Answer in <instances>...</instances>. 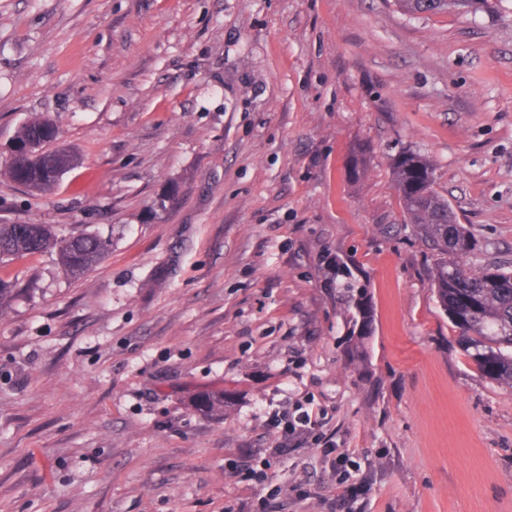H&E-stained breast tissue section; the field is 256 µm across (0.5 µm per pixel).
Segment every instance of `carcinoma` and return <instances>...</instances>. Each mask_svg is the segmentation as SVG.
Segmentation results:
<instances>
[{
    "mask_svg": "<svg viewBox=\"0 0 512 512\" xmlns=\"http://www.w3.org/2000/svg\"><path fill=\"white\" fill-rule=\"evenodd\" d=\"M409 14H428L450 8L468 10L490 0H397ZM57 128L41 113L32 114L15 131L12 158L0 167V176L38 196L53 190L59 178L78 168L81 158L71 150L56 148ZM46 147L42 161L26 157L34 144ZM393 173L405 213L424 241L450 259L435 268L431 287L440 305L459 331L465 355L481 377L512 388V270L502 267L465 270L454 258L475 250L466 228L455 222L448 200L434 189V171L420 153L405 149L393 159ZM109 240L84 231L60 235L50 224H0V268L8 262L46 251L57 255L66 276L82 277L109 252ZM350 303L359 317V333H372V315L362 305L365 289L346 284ZM194 409L224 411V396L198 395L189 401Z\"/></svg>",
    "mask_w": 512,
    "mask_h": 512,
    "instance_id": "carcinoma-1",
    "label": "carcinoma"
}]
</instances>
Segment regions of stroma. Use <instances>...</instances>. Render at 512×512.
<instances>
[{"instance_id": "stroma-1", "label": "stroma", "mask_w": 512, "mask_h": 512, "mask_svg": "<svg viewBox=\"0 0 512 512\" xmlns=\"http://www.w3.org/2000/svg\"><path fill=\"white\" fill-rule=\"evenodd\" d=\"M33 112L83 162L36 198L0 177V224L112 245L80 278L8 268L0 512H258L301 481L280 512H512V388L464 356L391 167L427 157L467 267L512 268V0H0V163ZM306 398L331 452L268 458ZM399 6L409 14H428L447 11L448 8L469 10L474 5L490 6V0H396ZM345 288L348 289V292L351 293L349 296V303H352L353 307L356 310V313L359 317V320L353 316L356 325L360 322V330L359 333L362 336H369L368 334L372 333V315L368 308L362 305V300L365 295V289L360 286L355 288L353 284L347 283ZM354 292L356 294H354Z\"/></svg>"}]
</instances>
